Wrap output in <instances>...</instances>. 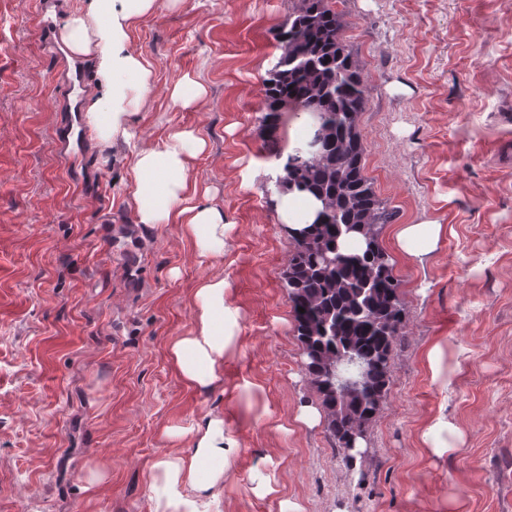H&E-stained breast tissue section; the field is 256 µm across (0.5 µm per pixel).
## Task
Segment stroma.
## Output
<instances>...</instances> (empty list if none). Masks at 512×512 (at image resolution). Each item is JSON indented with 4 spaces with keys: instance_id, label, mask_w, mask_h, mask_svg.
Instances as JSON below:
<instances>
[{
    "instance_id": "obj_1",
    "label": "stroma",
    "mask_w": 512,
    "mask_h": 512,
    "mask_svg": "<svg viewBox=\"0 0 512 512\" xmlns=\"http://www.w3.org/2000/svg\"><path fill=\"white\" fill-rule=\"evenodd\" d=\"M296 0H183L133 33L154 67L133 117L142 141L199 130L193 177L234 231L199 260L171 224H137L126 203L129 150L103 162L95 138L72 166L51 135L60 106L58 31L87 0H0V512H151L148 470L173 445L162 431L216 408L240 450L219 512H512V0H336L342 38L367 82L358 115L365 174L392 213L379 243L400 283L405 335L360 458L325 425L295 414L320 398L305 370L283 272L294 240L279 219L267 159L264 83L275 30ZM209 94L169 103L183 75ZM435 221L423 258L394 231ZM179 277H172V269ZM223 274L239 306L240 347L214 391L187 389L168 347L192 326L191 290ZM448 343L449 390L423 353ZM259 386V422H241L237 384ZM465 430L462 450L432 460L420 435L440 405ZM100 466L107 478L85 489ZM277 491L256 490L257 475Z\"/></svg>"
}]
</instances>
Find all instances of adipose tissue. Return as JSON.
<instances>
[{
  "label": "adipose tissue",
  "instance_id": "obj_1",
  "mask_svg": "<svg viewBox=\"0 0 512 512\" xmlns=\"http://www.w3.org/2000/svg\"><path fill=\"white\" fill-rule=\"evenodd\" d=\"M157 7L158 0H88L61 26L59 41L71 56L90 61L95 72L99 92L82 100L84 124L103 148L130 149L128 204L137 223L175 225L199 257L220 256L232 227L221 209L202 202L197 181L189 177L206 139L184 128L139 145L132 131L131 116L153 77L151 62L132 46V34ZM443 234V225L427 221L401 225L395 237L403 254L417 258L436 251ZM192 308L193 327L172 341L169 358L186 387L206 393L222 381L224 360L238 349L240 311L220 273L197 282ZM164 434L188 445L150 468L152 512H217L214 490L230 480L238 448L223 413H203L189 427H170ZM421 443L442 460L461 450L465 433L442 408L429 419Z\"/></svg>",
  "mask_w": 512,
  "mask_h": 512
}]
</instances>
